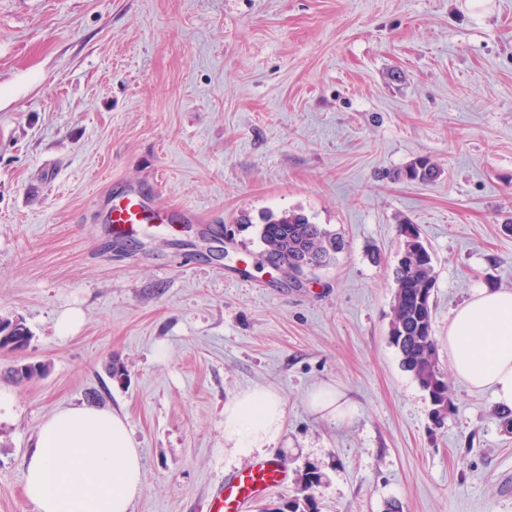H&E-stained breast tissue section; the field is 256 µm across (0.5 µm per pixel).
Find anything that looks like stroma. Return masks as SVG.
I'll list each match as a JSON object with an SVG mask.
<instances>
[{
  "instance_id": "1",
  "label": "stroma",
  "mask_w": 512,
  "mask_h": 512,
  "mask_svg": "<svg viewBox=\"0 0 512 512\" xmlns=\"http://www.w3.org/2000/svg\"><path fill=\"white\" fill-rule=\"evenodd\" d=\"M420 157L439 180H394ZM128 186L196 218L110 238ZM288 210L347 249L298 279L261 267L255 223ZM405 221L433 258L439 414L389 341ZM480 288L512 290V0H0V318L31 335L0 350V512H34L20 459L82 404L128 418L131 512H208L245 467L224 404L253 386L285 402L289 480L249 512L312 468L317 512H512V431L448 360ZM322 383L345 423L309 410ZM306 402L311 412L336 422L346 421L353 413L345 395L330 384L314 386L308 391Z\"/></svg>"
}]
</instances>
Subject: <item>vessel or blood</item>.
<instances>
[{
  "label": "vessel or blood",
  "instance_id": "obj_1",
  "mask_svg": "<svg viewBox=\"0 0 512 512\" xmlns=\"http://www.w3.org/2000/svg\"><path fill=\"white\" fill-rule=\"evenodd\" d=\"M181 216L151 206L145 194L131 187L111 196L106 222L115 237L133 232L143 224H174ZM288 472L278 461L260 460L225 476L212 504L214 512H248L251 502L270 487L286 484Z\"/></svg>",
  "mask_w": 512,
  "mask_h": 512
}]
</instances>
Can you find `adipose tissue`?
Listing matches in <instances>:
<instances>
[{
  "instance_id": "obj_1",
  "label": "adipose tissue",
  "mask_w": 512,
  "mask_h": 512,
  "mask_svg": "<svg viewBox=\"0 0 512 512\" xmlns=\"http://www.w3.org/2000/svg\"><path fill=\"white\" fill-rule=\"evenodd\" d=\"M448 358L471 389L512 408V290L482 288L448 323ZM311 412L343 422L353 407L335 386H314ZM286 422L277 391L256 386L224 405V450L238 459L273 456ZM25 498L36 512H131L144 490L142 459L125 417L68 407L41 425L21 460Z\"/></svg>"
}]
</instances>
